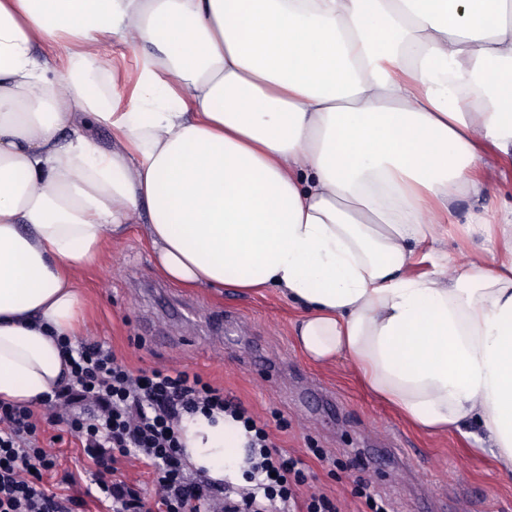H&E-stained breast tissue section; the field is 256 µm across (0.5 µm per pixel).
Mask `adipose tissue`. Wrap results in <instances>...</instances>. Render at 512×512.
I'll return each mask as SVG.
<instances>
[{"label": "adipose tissue", "instance_id": "obj_1", "mask_svg": "<svg viewBox=\"0 0 512 512\" xmlns=\"http://www.w3.org/2000/svg\"><path fill=\"white\" fill-rule=\"evenodd\" d=\"M112 40L141 65L91 78ZM511 156L512 0H0V400L68 379L79 275L137 223L161 277L277 291L309 363L512 475V208L483 206ZM461 196L486 244L452 260ZM182 441L243 480L240 422Z\"/></svg>", "mask_w": 512, "mask_h": 512}]
</instances>
